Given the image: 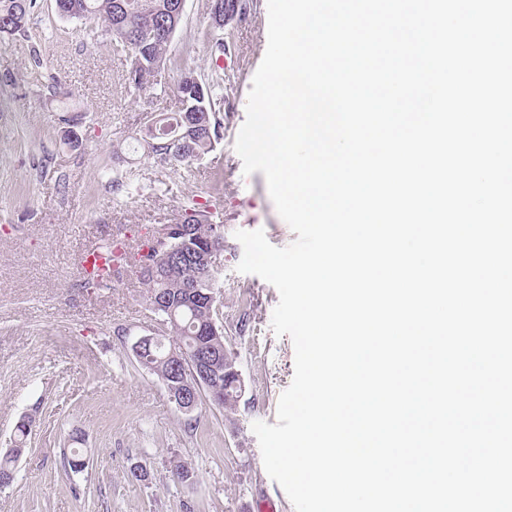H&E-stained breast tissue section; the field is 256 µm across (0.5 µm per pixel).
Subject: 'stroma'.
<instances>
[{
    "label": "stroma",
    "instance_id": "1",
    "mask_svg": "<svg viewBox=\"0 0 512 512\" xmlns=\"http://www.w3.org/2000/svg\"><path fill=\"white\" fill-rule=\"evenodd\" d=\"M243 2V14L215 29L209 0H186L166 65L139 91L126 80L127 51L105 31L89 35L60 17L55 0H34L27 32L0 44V453L22 418L32 422L0 512H267L270 504L294 512L252 431L256 421L275 424L294 348L271 328L276 288L238 272L235 233L260 229L277 247L296 235L263 173L244 174L235 150L267 48V0ZM189 70L220 99L223 136L200 160L173 166L147 157L137 139L148 115L179 111ZM54 80L82 107L80 123L66 125L46 106ZM71 132L78 147L64 141ZM116 178L122 191L112 189ZM191 201L223 217L217 285L245 393L234 410L204 401L187 415L131 351L158 328L144 285L127 276L89 290L78 262L116 236L138 247ZM74 448L86 461L79 473L64 459ZM177 461L188 464L189 481L173 477Z\"/></svg>",
    "mask_w": 512,
    "mask_h": 512
}]
</instances>
